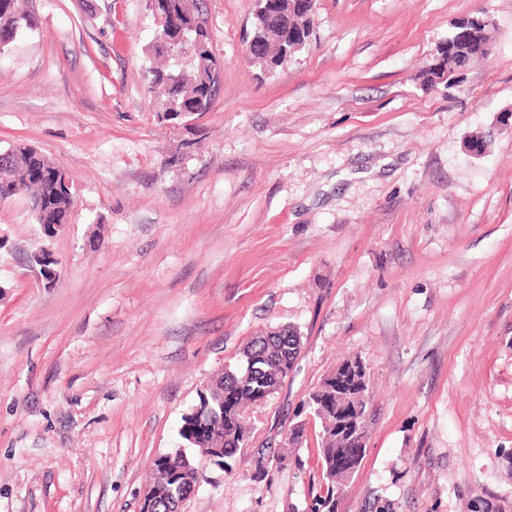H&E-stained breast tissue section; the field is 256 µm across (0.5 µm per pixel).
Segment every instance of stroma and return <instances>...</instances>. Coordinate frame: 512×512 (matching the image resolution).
Instances as JSON below:
<instances>
[{
  "mask_svg": "<svg viewBox=\"0 0 512 512\" xmlns=\"http://www.w3.org/2000/svg\"><path fill=\"white\" fill-rule=\"evenodd\" d=\"M19 6L33 26L0 52V151L49 157L72 204L49 237L27 200L0 203V512H141L200 389L286 325L292 373L184 512H313L320 424L283 440L351 356L373 414L336 512H512V0H317L271 72L245 54L253 0H199L223 72L181 120L149 89L146 0ZM481 9L488 56L423 88Z\"/></svg>",
  "mask_w": 512,
  "mask_h": 512,
  "instance_id": "35a3bbf8",
  "label": "stroma"
}]
</instances>
